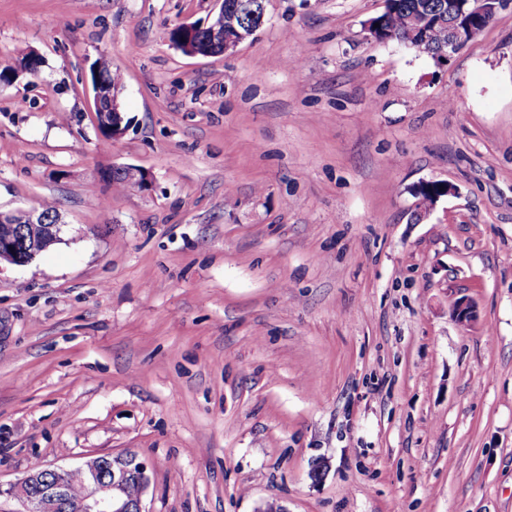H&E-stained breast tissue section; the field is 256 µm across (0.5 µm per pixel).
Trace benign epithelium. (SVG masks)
Masks as SVG:
<instances>
[{"label":"benign epithelium","instance_id":"1","mask_svg":"<svg viewBox=\"0 0 512 512\" xmlns=\"http://www.w3.org/2000/svg\"><path fill=\"white\" fill-rule=\"evenodd\" d=\"M218 11L210 23L202 24L200 29L207 32L214 45H221L223 51L236 47L240 42L252 36L256 29L239 32L236 40L224 38L225 18L236 16L250 10L252 0H214ZM484 25L466 23L460 25L453 21L448 24V52L435 56V61L442 62L458 53L469 44L482 30ZM94 120L102 126L109 138L114 139L124 134L122 115L119 110L118 95L120 89L110 87L102 78H96L92 84ZM113 171L126 176V180L142 188L150 184L149 175L136 167H115ZM22 223L31 225L32 241L19 247L17 238L23 230L11 231L17 212L0 211V224L9 232L0 237V263L22 266L34 261L41 253L45 240L58 237L61 225L53 223L39 211L24 212ZM455 320L470 326L477 322L478 313L472 300L458 299L453 307ZM135 478L139 485L138 497L133 499L127 494L130 478ZM151 477L148 466L134 453L112 455L102 458L95 455L84 458L73 466L42 467L32 470L18 485L3 491L16 498L22 509L20 512H147L143 499L150 485ZM74 483L83 486V496L72 501L70 487Z\"/></svg>","mask_w":512,"mask_h":512}]
</instances>
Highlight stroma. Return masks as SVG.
<instances>
[{"label": "stroma", "mask_w": 512, "mask_h": 512, "mask_svg": "<svg viewBox=\"0 0 512 512\" xmlns=\"http://www.w3.org/2000/svg\"><path fill=\"white\" fill-rule=\"evenodd\" d=\"M214 8L0 0V67L42 59L0 83V210L62 222L0 264V486L131 451L148 512H512V6L440 63L367 39L383 0L172 45ZM92 90L94 120L97 127L101 125L106 130L108 138L111 139L123 135L127 127L122 124L123 118L119 110L120 88L110 87L96 74V81L92 82ZM113 171L123 175H115L110 177L109 181L112 183V186L116 189H123L127 187L129 183L135 186H141L142 189H146L151 183L149 175L142 169L136 167H113L112 172ZM124 176H126V178Z\"/></svg>", "instance_id": "stroma-1"}]
</instances>
